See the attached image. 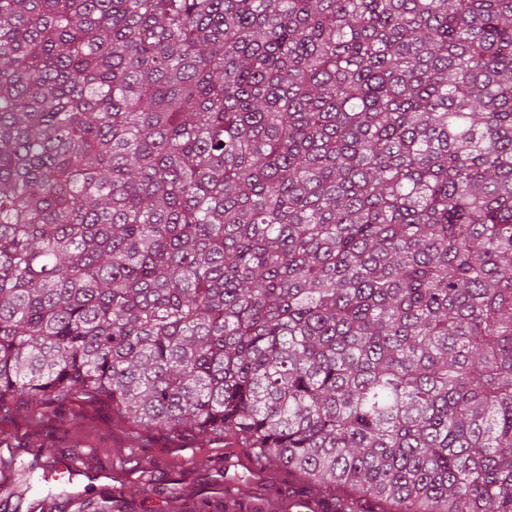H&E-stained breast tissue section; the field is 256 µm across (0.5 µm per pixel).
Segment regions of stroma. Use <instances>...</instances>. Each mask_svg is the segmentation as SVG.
<instances>
[{"label":"stroma","instance_id":"1","mask_svg":"<svg viewBox=\"0 0 512 512\" xmlns=\"http://www.w3.org/2000/svg\"><path fill=\"white\" fill-rule=\"evenodd\" d=\"M0 452L26 463L84 466L79 488L111 491L127 512H270L271 504L298 498L334 506L287 470L257 469L234 434L142 433L107 402L83 397L37 415L21 406L0 417Z\"/></svg>","mask_w":512,"mask_h":512}]
</instances>
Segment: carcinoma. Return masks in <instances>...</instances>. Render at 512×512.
I'll use <instances>...</instances> for the list:
<instances>
[{
	"label": "carcinoma",
	"mask_w": 512,
	"mask_h": 512,
	"mask_svg": "<svg viewBox=\"0 0 512 512\" xmlns=\"http://www.w3.org/2000/svg\"><path fill=\"white\" fill-rule=\"evenodd\" d=\"M74 396L512 512V0H0V412Z\"/></svg>",
	"instance_id": "1"
}]
</instances>
